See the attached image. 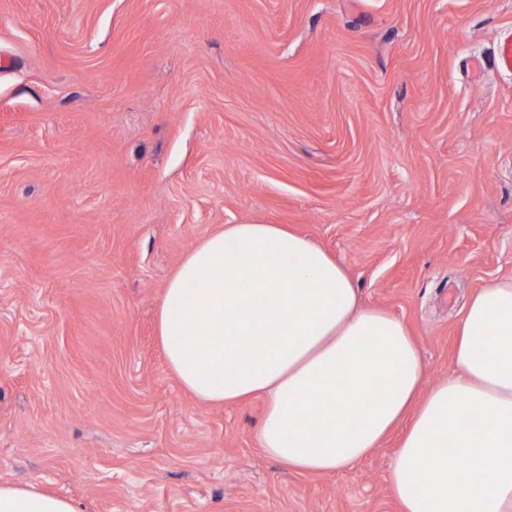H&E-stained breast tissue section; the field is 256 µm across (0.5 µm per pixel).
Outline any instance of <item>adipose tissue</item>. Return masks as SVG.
Here are the masks:
<instances>
[{"label":"adipose tissue","mask_w":512,"mask_h":512,"mask_svg":"<svg viewBox=\"0 0 512 512\" xmlns=\"http://www.w3.org/2000/svg\"><path fill=\"white\" fill-rule=\"evenodd\" d=\"M167 366L196 400L263 399L257 444L331 474L407 422L389 470L401 512H512V280L474 293L457 373L423 390L408 327L362 306L341 265L279 224H228L179 263L158 310ZM0 512H77L0 484Z\"/></svg>","instance_id":"ef3b65f1"}]
</instances>
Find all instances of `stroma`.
<instances>
[{"instance_id": "1", "label": "stroma", "mask_w": 512, "mask_h": 512, "mask_svg": "<svg viewBox=\"0 0 512 512\" xmlns=\"http://www.w3.org/2000/svg\"><path fill=\"white\" fill-rule=\"evenodd\" d=\"M512 0H0V483L81 512H400L401 432L332 475L262 400L169 371L157 308L227 224H283L402 318L425 383L512 278Z\"/></svg>"}]
</instances>
